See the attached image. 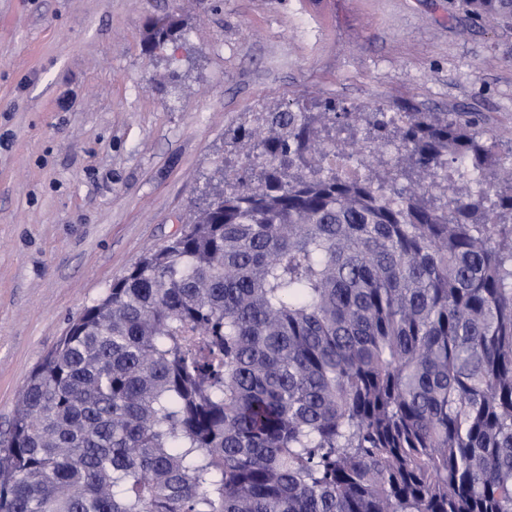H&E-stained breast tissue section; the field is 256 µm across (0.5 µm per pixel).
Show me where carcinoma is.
Returning <instances> with one entry per match:
<instances>
[{
    "label": "carcinoma",
    "instance_id": "carcinoma-1",
    "mask_svg": "<svg viewBox=\"0 0 512 512\" xmlns=\"http://www.w3.org/2000/svg\"><path fill=\"white\" fill-rule=\"evenodd\" d=\"M456 4L512 35V0ZM321 107L233 129L232 188L32 370L0 512H512V156L463 112Z\"/></svg>",
    "mask_w": 512,
    "mask_h": 512
}]
</instances>
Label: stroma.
Segmentation results:
<instances>
[{
	"label": "stroma",
	"mask_w": 512,
	"mask_h": 512,
	"mask_svg": "<svg viewBox=\"0 0 512 512\" xmlns=\"http://www.w3.org/2000/svg\"><path fill=\"white\" fill-rule=\"evenodd\" d=\"M185 39L146 54L149 22ZM473 112L512 151V37L448 0H0V437L70 322L179 233L229 132L291 104Z\"/></svg>",
	"instance_id": "obj_1"
}]
</instances>
